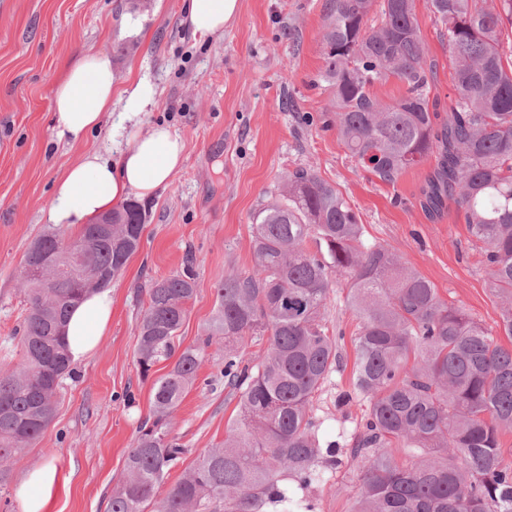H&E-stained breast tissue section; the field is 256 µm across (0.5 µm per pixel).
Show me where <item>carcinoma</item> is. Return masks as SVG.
Returning a JSON list of instances; mask_svg holds the SVG:
<instances>
[{"instance_id": "cac0c4a2", "label": "carcinoma", "mask_w": 512, "mask_h": 512, "mask_svg": "<svg viewBox=\"0 0 512 512\" xmlns=\"http://www.w3.org/2000/svg\"><path fill=\"white\" fill-rule=\"evenodd\" d=\"M448 39L452 73L446 116L430 98L435 63L427 59L416 0H327L319 78L332 90L329 111L349 155L381 182L396 184L434 157L425 205L452 201L471 238L485 246L500 299L503 335L512 340V0H428ZM398 79L392 102L373 92ZM115 224L58 228L35 239L20 271L29 304L15 331L22 363L0 374V481L56 415L72 376L62 336L69 309L108 287L138 250L146 214L130 203ZM254 264L215 288L204 347L224 346V386L238 399L224 444L200 455L161 498L182 459L171 418L194 385L203 347H181L178 331L195 295L192 264L153 281L138 324L137 365L155 380L152 416L139 427L106 512H275L310 510L295 499L341 465L338 442L321 444L316 393L343 370L324 312L336 283L359 320L352 393L367 408L351 454L362 459L353 512H512V459L500 434L512 432V347L406 265L394 247L368 244L350 202L313 166L282 177L281 193L253 215ZM85 255V269L48 266ZM267 339L258 362L243 360Z\"/></svg>"}]
</instances>
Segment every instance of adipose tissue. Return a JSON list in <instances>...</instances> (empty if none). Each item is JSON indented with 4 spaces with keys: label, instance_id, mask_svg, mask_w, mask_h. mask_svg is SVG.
Here are the masks:
<instances>
[{
    "label": "adipose tissue",
    "instance_id": "1",
    "mask_svg": "<svg viewBox=\"0 0 512 512\" xmlns=\"http://www.w3.org/2000/svg\"><path fill=\"white\" fill-rule=\"evenodd\" d=\"M240 0H188L184 22L192 34L206 39L222 35L238 14ZM116 77L112 57L101 51L73 61L57 84L52 105L56 143L72 144L111 118L109 136L120 143L118 159L87 154L56 182L47 220L80 229L101 214L122 208L130 195L153 196L169 185L183 161L181 137L162 124L144 128L154 98L144 84L129 86L123 110L112 111ZM112 321V291L104 288L72 309L63 336L73 362L89 358ZM55 486V471L44 468L26 475L16 495L23 512H46Z\"/></svg>",
    "mask_w": 512,
    "mask_h": 512
}]
</instances>
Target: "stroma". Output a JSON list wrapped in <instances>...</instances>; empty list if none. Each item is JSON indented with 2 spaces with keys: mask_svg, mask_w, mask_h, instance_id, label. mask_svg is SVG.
Listing matches in <instances>:
<instances>
[{
  "mask_svg": "<svg viewBox=\"0 0 512 512\" xmlns=\"http://www.w3.org/2000/svg\"><path fill=\"white\" fill-rule=\"evenodd\" d=\"M223 35L199 39L183 22L185 0H0V372L20 356L14 331L27 313L16 280L30 244L47 229L56 179L90 151L118 156L106 132L69 146L53 142L52 97L70 60L107 51L120 90L144 81L156 105L151 122L171 126L185 143L180 169L154 197L142 200L147 223L138 251L111 283L112 327L60 389L56 416L18 458L0 486V512H23L16 489L30 471L53 466L57 482L47 512H106L126 454L152 411V384L137 365V325L150 280L182 271L193 257L196 294L179 331L183 346H203L225 275L253 266L252 216L278 193L283 172L308 165L349 200L366 242L391 245L434 283L440 296L488 329L499 300L484 266V246L471 239L455 205L440 214L420 205L431 162L386 185L351 159L330 123L331 91L318 84L320 30L326 0H240ZM426 50L437 64L431 97L448 104L452 69L426 0H417ZM336 286L325 319L338 339L343 373L315 397L320 440L338 441L342 464L312 486L314 512H351L362 462L349 453L365 405L337 406L350 388L357 322ZM197 380L172 420L186 449L167 484L224 440L237 398L224 386V352L203 347Z\"/></svg>",
  "mask_w": 512,
  "mask_h": 512,
  "instance_id": "35a3bbf8",
  "label": "stroma"
}]
</instances>
